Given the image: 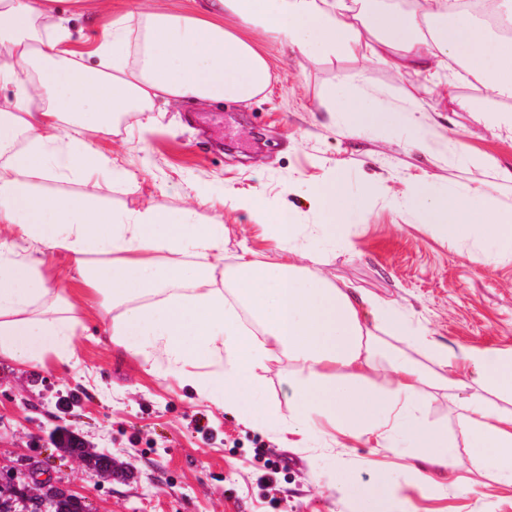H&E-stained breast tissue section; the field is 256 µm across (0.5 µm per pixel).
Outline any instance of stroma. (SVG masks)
<instances>
[{
  "label": "stroma",
  "instance_id": "35a3bbf8",
  "mask_svg": "<svg viewBox=\"0 0 512 512\" xmlns=\"http://www.w3.org/2000/svg\"><path fill=\"white\" fill-rule=\"evenodd\" d=\"M191 7L192 0H103L74 20L69 0H58L56 15L69 20L75 36L92 42L125 13ZM249 38L271 68L263 93L246 102L158 101L152 111L115 120L112 138L98 146L117 164L133 165L137 179L113 185V209L196 210L200 223L224 224L229 264L245 246L261 257L274 251L276 233L265 211L287 209L295 223H320L313 191L344 167L347 193L367 200L348 229L349 243L333 248L303 234L296 263L307 253L320 254L323 277L360 295L397 300L439 342L511 353L512 255L485 261L467 242L436 235L405 202L411 182L462 192L484 185L487 173L445 152L412 150L399 126L347 136L322 103L343 78L358 93L378 92L391 105L419 102L441 144L462 140L505 166H512V134L452 110L438 88L411 71L343 55L312 62L272 37L253 32ZM193 186L208 193L210 205H198L189 194ZM253 194L263 198L264 212L232 206L233 196ZM80 317L78 369L53 357L41 366L0 363L1 481L22 483L38 471L79 497L85 512H352L336 488L342 464L362 485L373 481L375 470L386 471L390 496L410 512H512V487L467 493L447 484L423 488L411 459L397 451L363 442L329 447L275 427L257 428L178 378L147 372L138 356L101 334L95 309L84 308ZM292 369L283 356L257 372L262 395L283 411ZM427 421L447 430L456 470L471 469L447 397L430 398ZM58 427L108 451L132 477L109 480L78 466L51 438ZM269 459L282 469L266 490L259 481Z\"/></svg>",
  "mask_w": 512,
  "mask_h": 512
}]
</instances>
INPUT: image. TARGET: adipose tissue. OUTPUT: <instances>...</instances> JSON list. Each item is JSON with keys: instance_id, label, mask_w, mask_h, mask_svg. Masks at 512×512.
<instances>
[{"instance_id": "obj_1", "label": "adipose tissue", "mask_w": 512, "mask_h": 512, "mask_svg": "<svg viewBox=\"0 0 512 512\" xmlns=\"http://www.w3.org/2000/svg\"><path fill=\"white\" fill-rule=\"evenodd\" d=\"M55 2L0 0V86L14 91L0 107V360L37 365L52 354L76 366L81 321L70 295L77 292L111 309L102 324L112 343L255 425L418 449L425 486H512V412L497 405L512 402V353L440 343L397 302L356 296L289 262L301 227L285 212L276 217L278 256L243 254L223 267V224L198 223L189 209L116 211L105 203L103 190L134 174L93 145L112 136L113 115L129 107L149 109L159 99L245 102L264 91L270 67L241 36L244 28L311 61L342 54L431 77L454 62L478 82L479 95L461 96L451 75L442 85L449 104L512 132V37L456 0H418L408 12L378 0H194L185 13L120 17L89 54L55 20ZM324 108L350 136L403 124L412 148L439 151L419 104L399 111L379 96L353 95L342 82ZM345 178L337 171L315 191L318 233L335 246L346 245L344 229L365 206L347 194ZM71 180L84 192L46 187ZM407 195L437 235L472 240L488 261L512 252V205L492 190L443 194L420 182ZM56 253L68 259L63 281L49 263ZM364 305L372 321L362 317ZM281 354L295 366L284 413L254 381ZM382 364L393 374L383 392L374 382ZM430 390L456 404L474 465L469 474L448 472L454 448L424 419ZM337 482L356 512H392L387 476L361 489L341 467Z\"/></svg>"}]
</instances>
